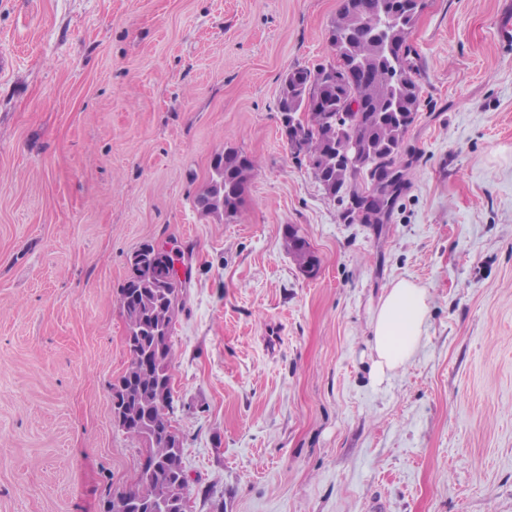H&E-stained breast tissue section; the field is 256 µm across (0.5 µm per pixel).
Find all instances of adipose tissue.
<instances>
[{"mask_svg":"<svg viewBox=\"0 0 512 512\" xmlns=\"http://www.w3.org/2000/svg\"><path fill=\"white\" fill-rule=\"evenodd\" d=\"M429 311L427 289L412 281H395L382 294L373 318L370 340L376 380H383L387 374L413 360L421 344Z\"/></svg>","mask_w":512,"mask_h":512,"instance_id":"ef3b65f1","label":"adipose tissue"}]
</instances>
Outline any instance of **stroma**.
Masks as SVG:
<instances>
[{"label": "stroma", "instance_id": "stroma-1", "mask_svg": "<svg viewBox=\"0 0 512 512\" xmlns=\"http://www.w3.org/2000/svg\"><path fill=\"white\" fill-rule=\"evenodd\" d=\"M341 3L0 0V512H102L134 484L112 384L146 242L184 253L193 512H512V0H423L421 107L376 224L340 220L280 135L282 79L330 58ZM227 148L258 169L220 222L193 200ZM399 279L429 319L375 384ZM293 224L284 225L283 228V238L285 242V246L289 255L292 257L294 263L297 265L298 269L305 273L308 268L312 265L317 264L319 266L318 257H313L312 254L304 247L299 246L296 243V238L288 234L289 228L293 227ZM315 273V269L307 271L306 276L313 277Z\"/></svg>", "mask_w": 512, "mask_h": 512}]
</instances>
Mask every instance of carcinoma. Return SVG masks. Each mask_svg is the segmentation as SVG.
I'll return each mask as SVG.
<instances>
[{
    "label": "carcinoma",
    "mask_w": 512,
    "mask_h": 512,
    "mask_svg": "<svg viewBox=\"0 0 512 512\" xmlns=\"http://www.w3.org/2000/svg\"><path fill=\"white\" fill-rule=\"evenodd\" d=\"M419 0H343L329 41L332 59L317 68L285 75L278 99L280 132L289 149L308 167L323 191L344 205L341 216H378L402 181L399 159L421 106L409 30ZM308 111L311 133L300 140L286 130L296 112ZM357 143L359 164L338 159L343 139ZM258 164L228 148L216 155L208 182L195 196L196 209L218 219L235 216L244 203ZM283 228L288 254L301 272L319 259ZM179 256L144 243L129 257L121 288L127 365L112 384L113 419L119 430L144 445L150 459L136 482L112 492L104 512H181L189 495L182 439L173 434L171 366L173 333L183 305L185 281L172 272Z\"/></svg>",
    "instance_id": "1"
}]
</instances>
